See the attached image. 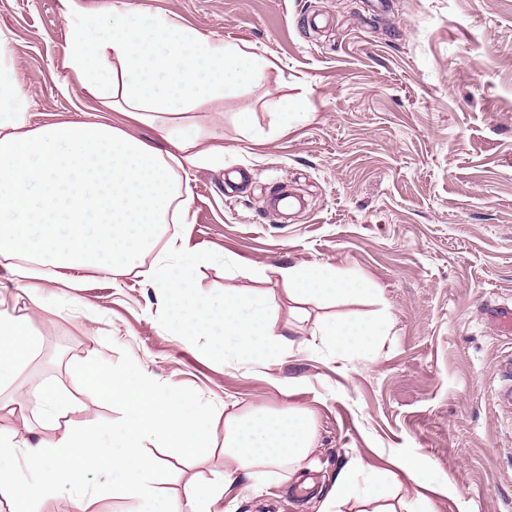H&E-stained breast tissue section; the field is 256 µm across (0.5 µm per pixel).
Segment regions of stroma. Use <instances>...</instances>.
Returning a JSON list of instances; mask_svg holds the SVG:
<instances>
[{
	"label": "stroma",
	"instance_id": "1",
	"mask_svg": "<svg viewBox=\"0 0 512 512\" xmlns=\"http://www.w3.org/2000/svg\"><path fill=\"white\" fill-rule=\"evenodd\" d=\"M127 2L271 61L262 86L195 112L224 166L191 170L190 221L167 233L215 254L196 275L203 295L263 293L302 349L267 368L215 359L211 339L161 329L136 274L114 283L87 272L78 288L53 283L41 305L23 294L11 302L43 342L19 378L26 399L50 381L75 397L68 420L118 422L119 405L77 388L78 374L102 362H135L198 393L216 410L212 449L188 462L146 446L163 459L157 479L174 500L223 477L225 404L241 413L294 403L316 424L306 470L242 477L235 512H317L350 460L383 468L406 452L428 460L437 512H512V335L486 314L512 305V0ZM66 33L60 0H0V37L34 111L78 120L92 103L63 65ZM300 94L308 120L264 143L235 121L249 110L267 127L277 99ZM284 184L302 204L283 217L270 200ZM230 258L327 265L380 293L309 304L298 320L276 275H240ZM380 312L387 329L363 355L310 338L319 321ZM288 377L301 379L299 394L275 387Z\"/></svg>",
	"mask_w": 512,
	"mask_h": 512
}]
</instances>
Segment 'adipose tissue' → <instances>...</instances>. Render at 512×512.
Returning a JSON list of instances; mask_svg holds the SVG:
<instances>
[{"label": "adipose tissue", "mask_w": 512, "mask_h": 512, "mask_svg": "<svg viewBox=\"0 0 512 512\" xmlns=\"http://www.w3.org/2000/svg\"><path fill=\"white\" fill-rule=\"evenodd\" d=\"M61 2L69 28L64 65L85 95L150 128L167 147L152 146L93 113L82 121L42 120L1 38L0 262L10 279L34 276L38 265L112 279L135 270L153 291L161 325L183 340L218 337L219 351L263 368L292 354L263 294L228 289L216 300L200 297L194 276L215 261V254L165 234L166 224L189 221L192 191L185 172L224 165L223 147L195 134L185 114L263 83L271 61L251 46L213 41L167 16H140L125 0H113L94 16L77 0ZM274 272L297 304L378 291L363 277L314 263L280 265ZM384 326L380 317L322 321L311 335L351 356ZM40 346L30 316L15 313L0 297L1 390L16 383ZM83 383L121 406L119 427L109 429L93 418L65 422L71 397L43 386L32 411L53 436L30 443L0 428V459L20 454L26 466L22 474L0 466V502L9 504L10 512H25V505L67 491L75 495V512H85L79 492L90 477L103 474L104 498L128 501L127 512H165L166 494L153 479L161 462L144 446L178 448L189 458L206 453L212 446L211 405L193 393L162 388L136 365L91 369ZM315 446L310 409L257 408L226 415L223 478L189 486L175 512H230L225 501L242 474L283 464L296 473ZM391 464L385 471H369L360 460L351 461L336 472L320 512H341L352 502L371 512H395L390 492L407 481L417 493L405 503V512H434L423 493L426 459L401 453Z\"/></svg>", "instance_id": "obj_1"}]
</instances>
